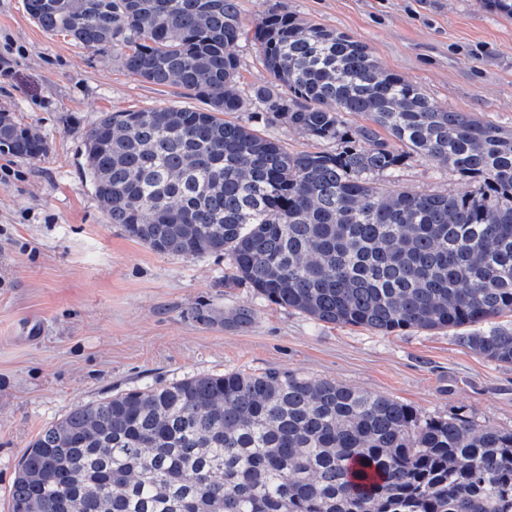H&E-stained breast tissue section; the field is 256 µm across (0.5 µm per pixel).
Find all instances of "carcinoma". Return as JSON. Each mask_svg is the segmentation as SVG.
<instances>
[{
  "label": "carcinoma",
  "mask_w": 512,
  "mask_h": 512,
  "mask_svg": "<svg viewBox=\"0 0 512 512\" xmlns=\"http://www.w3.org/2000/svg\"><path fill=\"white\" fill-rule=\"evenodd\" d=\"M47 33L121 47L130 73L204 109L104 112L87 170L110 223L318 322L463 330L512 365V130L441 108L331 28L271 15V81L240 93L241 0H26ZM254 110L336 149L290 152L224 119ZM354 112L364 123L341 119ZM46 142L0 113V154ZM411 159L475 190L385 189ZM11 512H512V431L290 371L194 375L80 404L31 441Z\"/></svg>",
  "instance_id": "obj_1"
}]
</instances>
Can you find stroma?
I'll return each instance as SVG.
<instances>
[{"label": "stroma", "mask_w": 512, "mask_h": 512, "mask_svg": "<svg viewBox=\"0 0 512 512\" xmlns=\"http://www.w3.org/2000/svg\"><path fill=\"white\" fill-rule=\"evenodd\" d=\"M247 27L287 14L366 43L441 107L512 129V17L487 0H242ZM199 107L125 70L118 50L46 33L0 0V112L45 156H0V512L29 442L71 408L187 376L287 370L512 430V365L448 330L388 334L318 322L225 284L229 259L156 253L110 224L86 168L102 113ZM381 184L458 193L448 167L408 161ZM249 322H235L238 311Z\"/></svg>", "instance_id": "obj_1"}]
</instances>
